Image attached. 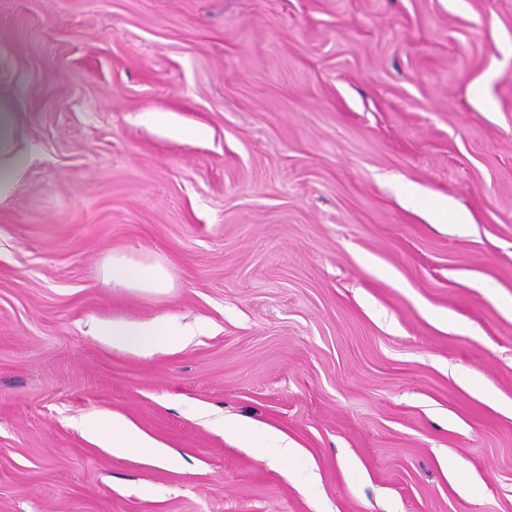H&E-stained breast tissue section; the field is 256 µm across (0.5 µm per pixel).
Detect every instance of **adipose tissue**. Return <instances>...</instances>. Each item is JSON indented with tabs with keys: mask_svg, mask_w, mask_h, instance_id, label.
<instances>
[{
	"mask_svg": "<svg viewBox=\"0 0 512 512\" xmlns=\"http://www.w3.org/2000/svg\"><path fill=\"white\" fill-rule=\"evenodd\" d=\"M104 281L116 288L136 289L159 293L169 282L167 270L161 266H143L123 256L113 257L104 268ZM203 322L179 324L171 316L148 320L115 319L92 322L90 333L98 341L140 355L154 354L161 342L185 345L202 333ZM201 418L208 425L224 431L225 435L244 441L252 448H274L275 462L282 463L299 454L300 447L288 436L268 426L230 418L212 417L209 411H201ZM89 436L109 453L118 457H132L140 462L161 466L169 461L163 447L138 429L132 422L118 414H103L97 424L88 431Z\"/></svg>",
	"mask_w": 512,
	"mask_h": 512,
	"instance_id": "obj_1",
	"label": "adipose tissue"
}]
</instances>
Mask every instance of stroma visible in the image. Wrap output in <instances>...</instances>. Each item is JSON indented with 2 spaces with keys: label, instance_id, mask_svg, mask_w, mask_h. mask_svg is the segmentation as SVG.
Returning a JSON list of instances; mask_svg holds the SVG:
<instances>
[{
  "label": "stroma",
  "instance_id": "1",
  "mask_svg": "<svg viewBox=\"0 0 512 512\" xmlns=\"http://www.w3.org/2000/svg\"><path fill=\"white\" fill-rule=\"evenodd\" d=\"M0 107V512H512V0H0ZM15 125L10 112L0 113V195L7 194L17 177L18 170L13 154ZM104 282L115 288L163 292L169 287V273L159 265L145 267L124 256H112L103 274ZM204 329L205 324L201 321L181 325L167 315L148 320L94 321L90 333L113 348L147 356L154 354L163 341L168 340L171 346L186 345ZM212 413L207 410H200L199 416L206 424L224 431V435L232 436L244 441L250 448L267 447L276 449L272 459L276 463H283L288 458L301 453L300 446L290 440L288 436L268 426H258L253 423L221 416L212 418ZM85 431L114 456L133 457L156 466L169 461L164 447L121 415L104 413L92 429L85 428Z\"/></svg>",
  "mask_w": 512,
  "mask_h": 512
}]
</instances>
